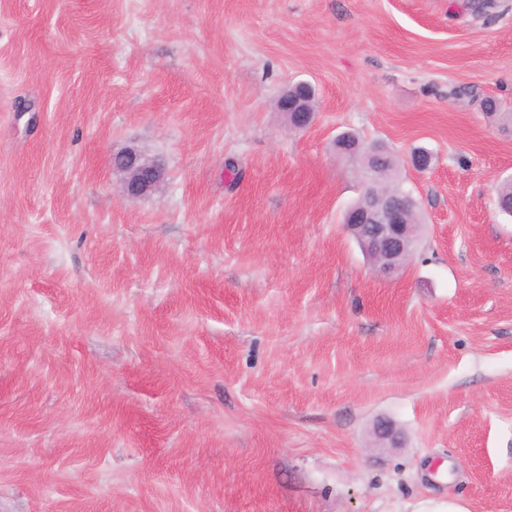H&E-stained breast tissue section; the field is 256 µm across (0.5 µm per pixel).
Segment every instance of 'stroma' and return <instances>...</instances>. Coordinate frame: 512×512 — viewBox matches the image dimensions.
<instances>
[{
	"label": "stroma",
	"instance_id": "obj_1",
	"mask_svg": "<svg viewBox=\"0 0 512 512\" xmlns=\"http://www.w3.org/2000/svg\"><path fill=\"white\" fill-rule=\"evenodd\" d=\"M486 98L512 110V0H0V512H512ZM344 132L418 203L389 276L343 223ZM309 92H312L311 85L308 82L301 81L293 84L290 89L287 87L282 90L277 99L279 112H284L288 121L295 128H306L311 123L313 110L310 105ZM299 113H304L306 120L296 124L295 116ZM162 165L134 147H126L112 160L113 171L120 176L123 192L141 196L152 192L163 180Z\"/></svg>",
	"mask_w": 512,
	"mask_h": 512
}]
</instances>
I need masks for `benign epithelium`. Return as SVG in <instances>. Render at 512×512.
<instances>
[{
	"instance_id": "benign-epithelium-1",
	"label": "benign epithelium",
	"mask_w": 512,
	"mask_h": 512,
	"mask_svg": "<svg viewBox=\"0 0 512 512\" xmlns=\"http://www.w3.org/2000/svg\"><path fill=\"white\" fill-rule=\"evenodd\" d=\"M311 91V85L301 81L282 90L277 99L279 111L287 115L290 123H295L296 115H306V120L297 125L299 129L309 126L312 120ZM112 169L120 176L123 192L128 196L147 194L163 180L161 164L134 147L116 153ZM415 208L414 197L399 189L388 193L379 204L367 197L362 204L348 209L346 224L376 260L379 273H392L414 252L418 237L415 236V225L408 223L407 215ZM375 433L382 446L398 447V436L390 424L377 425Z\"/></svg>"
}]
</instances>
